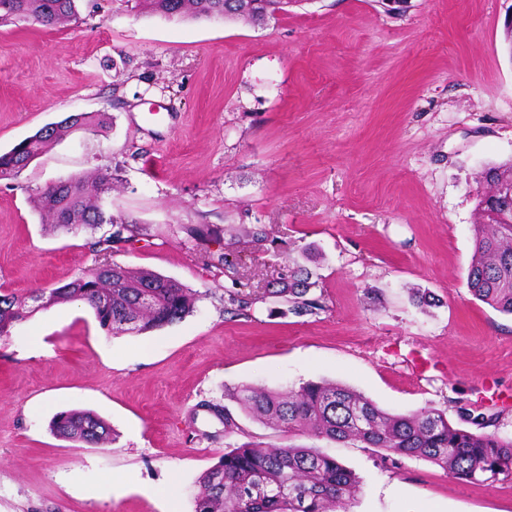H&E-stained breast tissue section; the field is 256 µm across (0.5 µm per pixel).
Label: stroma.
I'll return each mask as SVG.
<instances>
[{"mask_svg":"<svg viewBox=\"0 0 512 512\" xmlns=\"http://www.w3.org/2000/svg\"><path fill=\"white\" fill-rule=\"evenodd\" d=\"M48 29L0 25V151L68 115L104 112L0 180V290L28 296L95 268L91 231L55 232L33 199L112 168L105 198L142 235L112 260L200 295L182 321L112 335L59 303L0 337V512H194L228 445L319 449L353 470L350 512H512V483H467L424 460L208 412L227 390L329 380L392 413L467 408L512 436V317L467 272L485 167L512 159V0H311L266 25L168 19L81 0ZM163 120L147 122L149 111ZM235 234L227 264L199 225ZM267 231L265 241L251 236ZM302 266L324 309L265 296ZM241 284L248 315L224 309ZM89 409L116 440L54 436Z\"/></svg>","mask_w":512,"mask_h":512,"instance_id":"obj_1","label":"stroma"}]
</instances>
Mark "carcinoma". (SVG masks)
I'll return each mask as SVG.
<instances>
[{"instance_id": "cac0c4a2", "label": "carcinoma", "mask_w": 512, "mask_h": 512, "mask_svg": "<svg viewBox=\"0 0 512 512\" xmlns=\"http://www.w3.org/2000/svg\"><path fill=\"white\" fill-rule=\"evenodd\" d=\"M296 0H134V8L184 20L233 19L256 25L288 13ZM76 0H0V23L14 20L45 27L64 25L76 18ZM105 114H73L42 127L10 150L0 153V179L16 175L53 144L76 129L95 130ZM512 177V160L488 167L485 181L492 189L476 194V209H487L492 194ZM112 169L98 171L94 179L71 175L47 185L36 198L39 212L49 218L53 231L78 234L84 229H110L96 242L104 262L74 281L33 295L41 309L67 301L86 303L99 325L114 335L143 334L182 320L193 312L199 295L181 283L155 272L118 265L111 254L139 233L138 225L117 221L102 207L112 190ZM475 245L468 268L471 294L497 311L512 315V211H504L498 224H476ZM272 296L288 304L298 316L323 310L321 298L311 295L316 283L300 266L280 277ZM225 303L239 315H248L251 297L227 290ZM31 310L25 299L0 293V337ZM239 409L262 424L288 433H302L333 441L354 440L377 448L382 459L429 461L450 476L466 482H512V437L489 433L491 418L463 410L462 421L473 432L453 426L434 408L409 414L390 413L357 390L336 382L307 381L287 392L242 385L225 393ZM224 423V434L238 428L227 407L212 406ZM53 433L91 445L113 442L110 425L98 415L73 409L58 413ZM358 489L355 474L335 458L288 444L267 448L242 444L224 453L199 479L195 512H349L348 503Z\"/></svg>"}]
</instances>
